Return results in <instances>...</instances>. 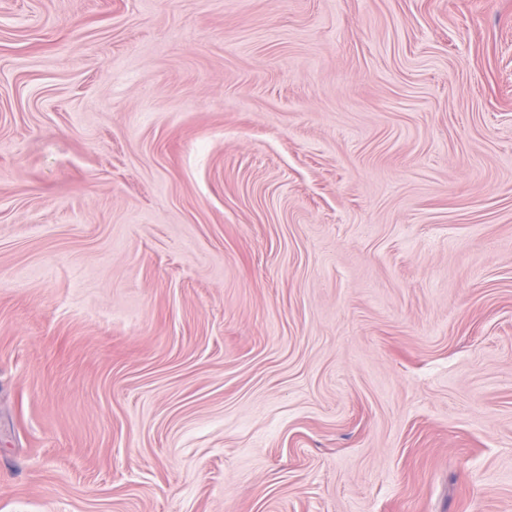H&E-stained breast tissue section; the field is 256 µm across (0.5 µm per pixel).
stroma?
Instances as JSON below:
<instances>
[{"label":"stroma","instance_id":"1","mask_svg":"<svg viewBox=\"0 0 512 512\" xmlns=\"http://www.w3.org/2000/svg\"><path fill=\"white\" fill-rule=\"evenodd\" d=\"M0 512H512V0H0Z\"/></svg>","mask_w":512,"mask_h":512}]
</instances>
